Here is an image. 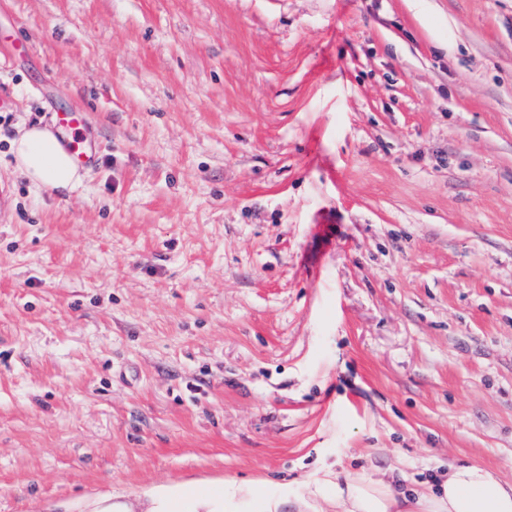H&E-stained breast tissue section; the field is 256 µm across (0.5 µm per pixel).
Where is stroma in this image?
<instances>
[{"instance_id":"stroma-1","label":"stroma","mask_w":512,"mask_h":512,"mask_svg":"<svg viewBox=\"0 0 512 512\" xmlns=\"http://www.w3.org/2000/svg\"><path fill=\"white\" fill-rule=\"evenodd\" d=\"M0 512L184 479L512 482V0H0ZM84 110L38 189L12 143Z\"/></svg>"}]
</instances>
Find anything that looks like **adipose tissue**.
<instances>
[{
	"mask_svg": "<svg viewBox=\"0 0 512 512\" xmlns=\"http://www.w3.org/2000/svg\"><path fill=\"white\" fill-rule=\"evenodd\" d=\"M19 173L38 188L68 191L81 180L78 168L49 130L32 127L15 139ZM334 512H512V483L476 464L454 465L438 487L413 493L361 472L333 473L301 497L287 488L269 492L257 482L187 480L157 484L127 496L104 488L78 499L47 503L45 512H315L317 502Z\"/></svg>",
	"mask_w": 512,
	"mask_h": 512,
	"instance_id": "ef3b65f1",
	"label": "adipose tissue"
}]
</instances>
